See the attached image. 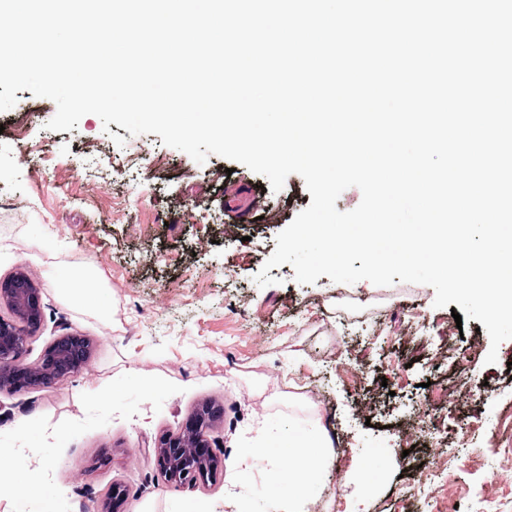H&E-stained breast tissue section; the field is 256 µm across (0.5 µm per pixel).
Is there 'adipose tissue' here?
Returning a JSON list of instances; mask_svg holds the SVG:
<instances>
[{"label": "adipose tissue", "instance_id": "adipose-tissue-1", "mask_svg": "<svg viewBox=\"0 0 512 512\" xmlns=\"http://www.w3.org/2000/svg\"><path fill=\"white\" fill-rule=\"evenodd\" d=\"M333 452L325 429L289 428L282 443L264 444L268 466V512H308L321 473Z\"/></svg>", "mask_w": 512, "mask_h": 512}]
</instances>
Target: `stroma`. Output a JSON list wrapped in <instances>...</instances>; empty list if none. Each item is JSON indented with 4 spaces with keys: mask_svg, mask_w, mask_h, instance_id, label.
Instances as JSON below:
<instances>
[{
    "mask_svg": "<svg viewBox=\"0 0 512 512\" xmlns=\"http://www.w3.org/2000/svg\"><path fill=\"white\" fill-rule=\"evenodd\" d=\"M56 110L21 90L0 112V278L24 265L42 284L45 319L27 361L66 326L97 347L60 386L0 390V446L15 451L0 471V512H40V497L20 505L9 495L21 477L51 493L52 512H88L116 483L127 512H223L229 497L264 512L258 451L290 423L331 427L339 447L309 512H352L368 456L382 469L366 512H431L404 492L446 452L457 457L451 483L464 491L452 512H512V463L497 426L512 410V339L486 364L479 320L455 322L427 285L325 275L303 285L286 263L259 287L277 235L312 202L300 175L273 192L244 165L214 154L196 163L159 135L133 136L93 114L48 130ZM88 270L112 314L69 302L50 279ZM205 399L224 404L211 434L223 467L194 489L166 483L147 447Z\"/></svg>",
    "mask_w": 512,
    "mask_h": 512,
    "instance_id": "obj_1",
    "label": "stroma"
}]
</instances>
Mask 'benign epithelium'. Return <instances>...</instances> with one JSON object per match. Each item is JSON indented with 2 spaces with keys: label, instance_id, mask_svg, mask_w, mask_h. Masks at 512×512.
Wrapping results in <instances>:
<instances>
[{
  "label": "benign epithelium",
  "instance_id": "7a95c632",
  "mask_svg": "<svg viewBox=\"0 0 512 512\" xmlns=\"http://www.w3.org/2000/svg\"><path fill=\"white\" fill-rule=\"evenodd\" d=\"M0 308L11 316H0V390L15 392L33 387L49 388L71 377L87 365L93 353L92 342L77 333L65 332L43 350L40 361L44 374H32L25 362L28 343L44 322L39 282L24 267L0 278ZM224 421L222 404L206 400L173 435L163 434L152 446L158 474L168 483L194 488L212 480L222 460L213 449L209 431ZM125 493L115 485L98 502L95 512H124Z\"/></svg>",
  "mask_w": 512,
  "mask_h": 512
}]
</instances>
